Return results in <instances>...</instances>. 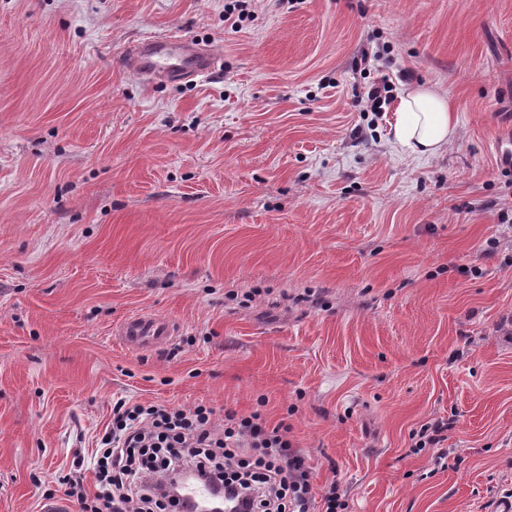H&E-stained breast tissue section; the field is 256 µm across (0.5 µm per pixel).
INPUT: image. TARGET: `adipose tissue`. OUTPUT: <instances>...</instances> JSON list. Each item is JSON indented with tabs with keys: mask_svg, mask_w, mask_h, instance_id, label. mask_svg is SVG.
Returning <instances> with one entry per match:
<instances>
[{
	"mask_svg": "<svg viewBox=\"0 0 512 512\" xmlns=\"http://www.w3.org/2000/svg\"><path fill=\"white\" fill-rule=\"evenodd\" d=\"M393 134L411 156H431L445 150L457 134V121L447 96L425 84L410 86L400 97Z\"/></svg>",
	"mask_w": 512,
	"mask_h": 512,
	"instance_id": "obj_1",
	"label": "adipose tissue"
}]
</instances>
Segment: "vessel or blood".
<instances>
[{
    "label": "vessel or blood",
    "mask_w": 512,
    "mask_h": 512,
    "mask_svg": "<svg viewBox=\"0 0 512 512\" xmlns=\"http://www.w3.org/2000/svg\"><path fill=\"white\" fill-rule=\"evenodd\" d=\"M219 58L208 47L191 40L167 36L145 40L127 48L120 63L152 83H174L188 77L212 74ZM174 333L171 322L150 315H137L122 322L117 331L134 349L152 346Z\"/></svg>",
    "instance_id": "vessel-or-blood-1"
}]
</instances>
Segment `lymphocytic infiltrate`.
Returning <instances> with one entry per match:
<instances>
[{"label":"lymphocytic infiltrate","mask_w":512,"mask_h":512,"mask_svg":"<svg viewBox=\"0 0 512 512\" xmlns=\"http://www.w3.org/2000/svg\"><path fill=\"white\" fill-rule=\"evenodd\" d=\"M449 427L444 419L422 424L411 436L413 453L432 450L435 468L448 469L442 444ZM288 432L284 424L268 427L257 412L228 409L219 422L202 404L185 409L120 399L95 455V489L72 475L66 495L81 512H168L173 503L164 481L190 468L244 498L248 512H309L311 467Z\"/></svg>","instance_id":"f902f5d3"}]
</instances>
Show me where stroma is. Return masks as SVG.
<instances>
[{
  "label": "stroma",
  "instance_id": "1",
  "mask_svg": "<svg viewBox=\"0 0 512 512\" xmlns=\"http://www.w3.org/2000/svg\"><path fill=\"white\" fill-rule=\"evenodd\" d=\"M227 2L0 0V512L61 496L121 398L288 424L311 512L332 483L347 512H490L512 489V0ZM165 34L220 71L119 67ZM412 83L455 110L434 157L394 143ZM137 313L179 331L129 348ZM433 418L445 471L410 451ZM391 91L390 85L383 79L381 83L372 84L364 92L359 93L356 102L363 107L364 112H381L387 94Z\"/></svg>",
  "mask_w": 512,
  "mask_h": 512
}]
</instances>
